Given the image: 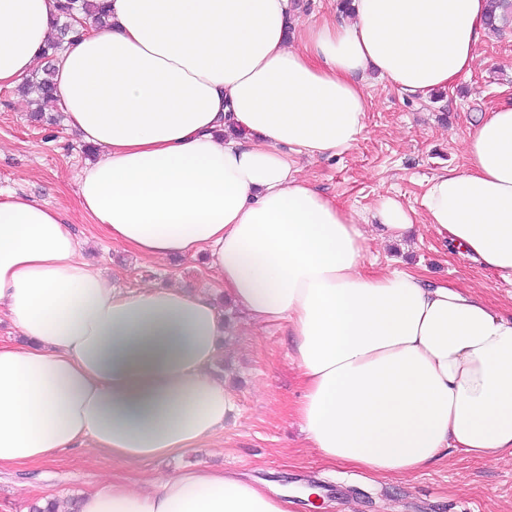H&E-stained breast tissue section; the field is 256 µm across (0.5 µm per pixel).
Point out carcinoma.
I'll return each instance as SVG.
<instances>
[{"label":"carcinoma","mask_w":512,"mask_h":512,"mask_svg":"<svg viewBox=\"0 0 512 512\" xmlns=\"http://www.w3.org/2000/svg\"><path fill=\"white\" fill-rule=\"evenodd\" d=\"M512 9V0H491L489 14L490 29H498V24L505 19V11ZM84 14V19L92 20L95 23L104 24V13L101 7L91 3V0H62L59 5V16L65 19L58 30V37L47 43L43 59L45 66L41 72L35 74L23 84V91L33 95L40 100L53 99L56 96L54 82L53 57L56 55L61 43L68 37L79 34V31L72 25V16Z\"/></svg>","instance_id":"cac0c4a2"}]
</instances>
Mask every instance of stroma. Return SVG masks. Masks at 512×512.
<instances>
[{"label":"stroma","mask_w":512,"mask_h":512,"mask_svg":"<svg viewBox=\"0 0 512 512\" xmlns=\"http://www.w3.org/2000/svg\"><path fill=\"white\" fill-rule=\"evenodd\" d=\"M369 106L358 142L332 158H301L316 187L344 208L367 213L384 196L422 211L428 180L464 169V141L483 116L512 101V16L478 47L470 74L424 98H407L379 81L365 86ZM17 90H0V190L59 209L83 242L82 256L106 270L113 287L210 289L216 276L203 257L145 260L112 243L77 207V174L89 159L67 116L46 104L42 121ZM380 266L406 268L437 283L472 287L486 304L512 315V286L429 226L399 240L371 242ZM224 341L212 373L237 394L239 412L222 432L177 458L125 463L91 446L69 448L40 464L0 470V512H29L33 502L62 506L112 482L142 492L181 469L232 468L288 493L289 512H512V458L476 459L450 453L407 476L377 477L325 462L311 448L293 409L302 396L290 358L288 325L253 324L227 298Z\"/></svg>","instance_id":"stroma-1"}]
</instances>
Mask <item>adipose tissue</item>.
<instances>
[{
	"instance_id": "ef3b65f1",
	"label": "adipose tissue",
	"mask_w": 512,
	"mask_h": 512,
	"mask_svg": "<svg viewBox=\"0 0 512 512\" xmlns=\"http://www.w3.org/2000/svg\"><path fill=\"white\" fill-rule=\"evenodd\" d=\"M108 21L54 60L59 104L98 149L79 208L145 259L206 255L217 291L113 288L61 212L0 192V466L90 442L113 459L180 456L238 411L210 372L223 293L254 324L287 322L323 458L378 476L454 450L512 456V317L453 284L367 266L415 221L512 285V103L432 177L423 215L384 196L345 209L297 166L365 130L364 84L423 97L470 73L490 0H351L300 25L295 0H104ZM58 0H0V90L39 63ZM78 512H288L232 470L184 469L142 494L115 483Z\"/></svg>"
}]
</instances>
